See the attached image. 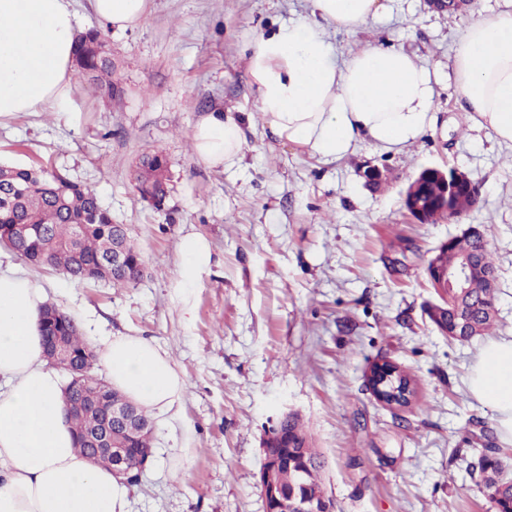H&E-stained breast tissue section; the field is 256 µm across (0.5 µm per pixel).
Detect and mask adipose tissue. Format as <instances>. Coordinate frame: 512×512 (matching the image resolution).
I'll list each match as a JSON object with an SVG mask.
<instances>
[{
    "instance_id": "adipose-tissue-1",
    "label": "adipose tissue",
    "mask_w": 512,
    "mask_h": 512,
    "mask_svg": "<svg viewBox=\"0 0 512 512\" xmlns=\"http://www.w3.org/2000/svg\"><path fill=\"white\" fill-rule=\"evenodd\" d=\"M148 0H90L119 29L146 18ZM382 0H311V17L259 35L249 56L257 110L277 140L336 160L367 144L387 151L418 140L437 121L438 79L414 54L367 46L337 58L332 29L364 27ZM78 37L73 0H0V118L65 106ZM452 87L476 129L512 145V0L478 15L453 48ZM210 166L234 163L247 146L239 118L205 115L191 138ZM43 287L0 269V512H126L129 488L110 469L78 454L63 379L44 360L38 321ZM98 361L110 385L148 411L172 408L186 390L168 356L140 336L104 343ZM467 392L495 414L512 445V335L477 351Z\"/></svg>"
}]
</instances>
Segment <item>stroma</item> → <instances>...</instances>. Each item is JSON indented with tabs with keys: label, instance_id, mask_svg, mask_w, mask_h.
<instances>
[{
	"label": "stroma",
	"instance_id": "1",
	"mask_svg": "<svg viewBox=\"0 0 512 512\" xmlns=\"http://www.w3.org/2000/svg\"><path fill=\"white\" fill-rule=\"evenodd\" d=\"M135 28L105 25L76 0L78 28L107 36L122 85L102 99L75 77L69 103L0 120V162L51 165L89 184L127 225L145 272L132 285L75 284L0 247V264L32 271L48 303L74 317L88 343L141 336L166 352L187 385L179 404L153 414L154 456L129 486L128 512H264L262 444L298 413L324 458L334 512H494L471 463L491 452L512 466L493 413L467 394L478 341L448 339L430 321L428 251L461 232L417 224L403 199L424 167H455L480 187L465 222L483 233L497 266L496 326L512 335V148L471 129L448 88L452 47L478 0L454 14L425 0H385L386 14L334 32L338 56L394 45L439 73L438 124L414 144L362 147L325 162L270 137L248 56L276 23L309 16V0H149ZM221 110L248 141L234 165L211 167L190 147L197 122ZM162 154L170 192L161 208L130 180L138 158ZM375 165L390 181L369 186ZM211 244L212 260L180 285L182 236ZM387 359L418 381L413 404L394 410L365 387Z\"/></svg>",
	"mask_w": 512,
	"mask_h": 512
}]
</instances>
